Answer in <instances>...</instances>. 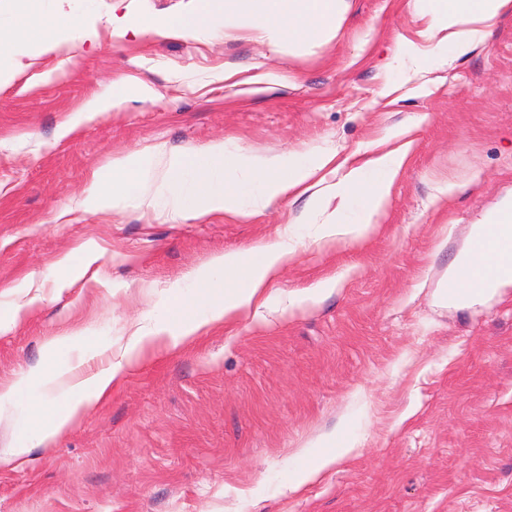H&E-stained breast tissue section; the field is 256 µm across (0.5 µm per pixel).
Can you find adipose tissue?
I'll return each instance as SVG.
<instances>
[{
  "label": "adipose tissue",
  "instance_id": "1",
  "mask_svg": "<svg viewBox=\"0 0 512 512\" xmlns=\"http://www.w3.org/2000/svg\"><path fill=\"white\" fill-rule=\"evenodd\" d=\"M345 10L346 0H202L167 27L195 33L230 20L284 46L322 45L335 40ZM421 15L428 21L436 57H460L486 38L495 20L512 15V0H424ZM408 152L404 146L352 166L336 184L339 205L315 226V242L329 245L366 234L386 205ZM330 161L327 155L308 154L248 157L221 141L196 162L162 152L125 155L112 161L111 186L95 187L83 206L104 212L131 200L164 197L174 220L216 213L248 217L301 188ZM469 240V249L449 274L461 285L453 300L463 306L512 282V205L473 225ZM295 252V242L285 238L248 252L224 253L198 269L196 295L169 317L139 325L107 368L73 378L64 390L47 389L38 398L30 419L34 438L43 439L46 429H61L82 408L109 396L122 375L150 353L183 344L213 324L232 323L244 310L264 307L270 285Z\"/></svg>",
  "mask_w": 512,
  "mask_h": 512
}]
</instances>
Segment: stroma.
<instances>
[{"label":"stroma","instance_id":"obj_1","mask_svg":"<svg viewBox=\"0 0 512 512\" xmlns=\"http://www.w3.org/2000/svg\"><path fill=\"white\" fill-rule=\"evenodd\" d=\"M191 0H50L48 29L0 80V512H512V284L466 308L439 283L469 228L512 200V16L471 52L431 58L413 0H347L338 37L292 52L254 30L146 29ZM151 86L84 112L113 84ZM259 157L332 153L309 193L260 214L171 221L80 200L112 160L216 141ZM410 143L376 229L322 248L299 223L355 152ZM297 238L260 315L155 352L109 397L26 445L38 372L105 367L170 315L215 256ZM100 255L61 287L83 245ZM335 280L324 298H289ZM353 450L301 493L305 464Z\"/></svg>","mask_w":512,"mask_h":512}]
</instances>
